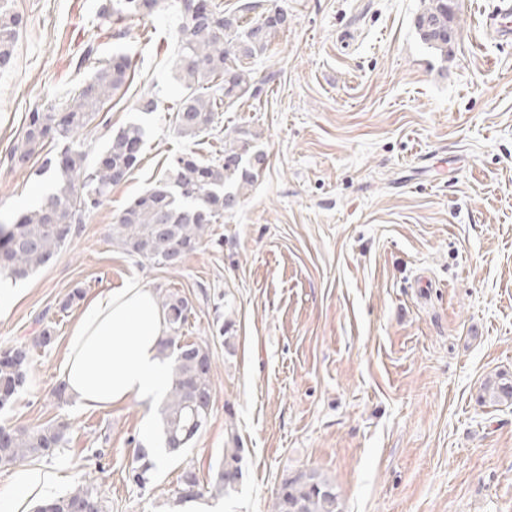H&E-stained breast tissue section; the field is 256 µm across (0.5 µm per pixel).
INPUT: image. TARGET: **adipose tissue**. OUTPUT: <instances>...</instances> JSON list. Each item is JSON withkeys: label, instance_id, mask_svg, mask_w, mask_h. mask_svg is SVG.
Here are the masks:
<instances>
[{"label": "adipose tissue", "instance_id": "1", "mask_svg": "<svg viewBox=\"0 0 512 512\" xmlns=\"http://www.w3.org/2000/svg\"><path fill=\"white\" fill-rule=\"evenodd\" d=\"M165 314L153 292L134 281L89 299L70 330L60 364L69 394L89 408L137 398L160 402L170 364L160 352ZM54 474L37 467L16 469L0 486V512H28L32 498L48 494Z\"/></svg>", "mask_w": 512, "mask_h": 512}]
</instances>
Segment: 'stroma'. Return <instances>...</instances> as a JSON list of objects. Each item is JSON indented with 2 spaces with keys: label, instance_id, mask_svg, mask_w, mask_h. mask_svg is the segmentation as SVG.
Masks as SVG:
<instances>
[{
  "label": "stroma",
  "instance_id": "stroma-1",
  "mask_svg": "<svg viewBox=\"0 0 512 512\" xmlns=\"http://www.w3.org/2000/svg\"><path fill=\"white\" fill-rule=\"evenodd\" d=\"M287 24L251 60L257 98L225 104L219 134L180 137L172 124L176 14L99 23V0H11L23 19L0 71V224L52 191L41 173L54 144L24 167L2 161L32 110L64 107L93 74L83 63L126 54L131 82L108 122L81 138L96 157L112 130H146L141 160L0 312V352L31 346L25 388L0 425L70 422L38 459L56 496L93 488L105 512H172L180 476L209 482L228 428L242 477L223 512H271L288 474L315 468L343 512H512V404L485 384L512 376V44L479 27L494 0H456L447 58L421 44V0H259ZM158 99L139 111L141 96ZM266 165L239 206L210 225L177 268L138 263L109 236L127 204L194 151L211 161L239 130ZM177 293L182 333L213 357L212 408L191 448L127 476L158 407L131 398L105 409L58 401L57 370L80 302L130 281ZM232 322V338L221 326ZM51 326L49 346L36 343Z\"/></svg>",
  "mask_w": 512,
  "mask_h": 512
}]
</instances>
